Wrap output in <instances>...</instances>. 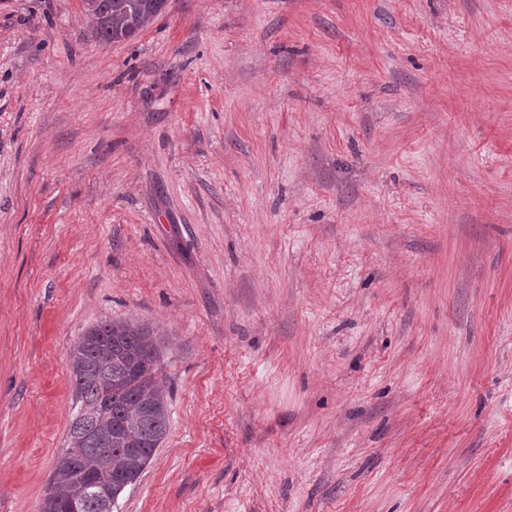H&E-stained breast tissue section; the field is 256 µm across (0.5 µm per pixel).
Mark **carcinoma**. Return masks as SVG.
<instances>
[{
	"label": "carcinoma",
	"mask_w": 512,
	"mask_h": 512,
	"mask_svg": "<svg viewBox=\"0 0 512 512\" xmlns=\"http://www.w3.org/2000/svg\"><path fill=\"white\" fill-rule=\"evenodd\" d=\"M96 39L127 40L163 9L164 0H84ZM160 351L144 323L104 320L71 353L76 412L67 447L38 512H112L150 464L169 425V392L157 380Z\"/></svg>",
	"instance_id": "cac0c4a2"
}]
</instances>
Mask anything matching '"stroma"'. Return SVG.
I'll use <instances>...</instances> for the list:
<instances>
[{
    "mask_svg": "<svg viewBox=\"0 0 512 512\" xmlns=\"http://www.w3.org/2000/svg\"><path fill=\"white\" fill-rule=\"evenodd\" d=\"M106 319L170 393L114 512H512V0H0V512ZM96 39L104 44L127 40L163 9L164 0H84Z\"/></svg>",
    "mask_w": 512,
    "mask_h": 512,
    "instance_id": "35a3bbf8",
    "label": "stroma"
}]
</instances>
